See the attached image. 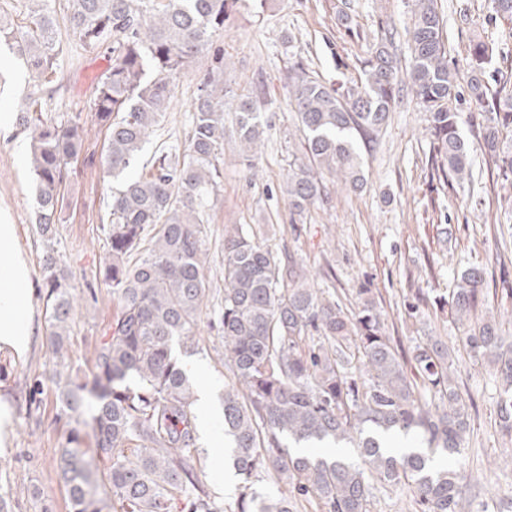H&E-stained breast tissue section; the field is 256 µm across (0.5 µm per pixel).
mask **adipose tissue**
Masks as SVG:
<instances>
[{
    "label": "adipose tissue",
    "instance_id": "ef3b65f1",
    "mask_svg": "<svg viewBox=\"0 0 512 512\" xmlns=\"http://www.w3.org/2000/svg\"><path fill=\"white\" fill-rule=\"evenodd\" d=\"M31 295V279L17 246L16 227L0 224V349L18 357L32 344Z\"/></svg>",
    "mask_w": 512,
    "mask_h": 512
}]
</instances>
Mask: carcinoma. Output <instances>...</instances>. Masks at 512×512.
<instances>
[{
	"label": "carcinoma",
	"instance_id": "1",
	"mask_svg": "<svg viewBox=\"0 0 512 512\" xmlns=\"http://www.w3.org/2000/svg\"><path fill=\"white\" fill-rule=\"evenodd\" d=\"M237 0H66L72 33L90 51L108 50L110 65L88 102L91 124L107 134V172L115 180L103 280L118 309L82 380L56 373L60 411L88 415L95 448L73 434L58 469L71 512H224L198 465L202 448L193 384L174 351L198 346L197 327L210 297L204 274L210 199L224 178V51L197 75L198 94L180 145H161L140 174H128L166 117L174 82L212 38L224 32ZM407 79L399 77L395 33L386 29L362 76L342 91L313 77L303 61L285 76L307 163H292L284 192L290 223L302 224L328 198L325 176L350 192L366 184L359 142H374L407 90L426 114L431 168L458 185L473 177L474 147L460 131L463 97L484 107L481 153L512 174V88L488 97L493 51L469 45L470 78L457 83L448 63L437 0H411ZM22 22L0 20V39L14 42L29 80L18 125L30 144L36 229L42 257L49 343L61 353L76 310L53 247L62 187L88 133L81 114L58 115L56 92L64 44L53 0H27ZM233 135L246 157L261 145L260 100L233 98ZM264 228L241 224L224 236L223 421L229 460L240 486L234 512H298L301 500L320 512H370L375 494L409 488L418 512H469L464 477L432 465L454 457L470 430L468 404L454 381L455 348L441 336L415 338L409 374L385 336L375 299L357 310L313 287L287 253L264 246ZM483 266L457 275L446 304L458 341L487 365L504 395L500 426L512 437V331L487 309ZM423 450L396 454L393 436ZM352 446L358 460L295 453L316 445ZM105 461L100 468L95 458ZM267 479L275 493L255 484ZM110 492L100 493L101 484Z\"/></svg>",
	"mask_w": 512,
	"mask_h": 512
}]
</instances>
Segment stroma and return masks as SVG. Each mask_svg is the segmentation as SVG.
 Here are the masks:
<instances>
[{
  "label": "stroma",
  "instance_id": "1",
  "mask_svg": "<svg viewBox=\"0 0 512 512\" xmlns=\"http://www.w3.org/2000/svg\"><path fill=\"white\" fill-rule=\"evenodd\" d=\"M448 58L465 66L471 41L493 50V65L512 71V23L496 19L489 0H441ZM349 15L340 24L339 11ZM408 0H237L216 44L224 50V88L244 94L263 88L268 120L263 146L252 162L240 148L224 144V181L205 227V276L215 297L224 294V234L238 224H270L267 244L274 252L295 253L314 287L335 293L356 307L369 289L385 319V331L404 356L424 332L453 336L439 297L456 286L458 272L470 265L486 269L483 284L489 306L512 321V300L501 299V261H512V182L483 155H476L472 184L439 181L430 166L433 144L427 122L414 101L391 112L376 144L363 150L365 188L351 193L328 181L329 198L305 223L289 221L284 193L289 166L301 156V134L283 86L288 67L307 63L330 89L357 79L382 29L403 30ZM58 31L66 46L62 86L53 107L61 114L89 119L87 100L105 74V53L85 51L65 19ZM27 80L21 60L0 42V113L16 117ZM196 94L193 73L175 82L171 105L157 135L146 145L183 142L186 109ZM112 190L106 173L104 135L90 131L65 186L66 206L57 226L55 251L77 300L65 353L71 375L85 376L90 358L117 308L100 275L109 260L101 226ZM36 199L29 165V140L14 131L0 135V221L15 225L31 282L35 333L31 350L14 357L0 350V401L8 403L13 425L0 446V495L9 512H71L57 469L73 419L61 416L50 377L56 369L46 335L41 272L43 246L36 233ZM199 348L186 360L195 385L224 391V334L216 309L198 323ZM456 385L469 406L470 431L462 454L437 458L453 465L475 487L471 512H512V438L499 428L501 389L487 367L466 354L455 361Z\"/></svg>",
  "mask_w": 512,
  "mask_h": 512
}]
</instances>
